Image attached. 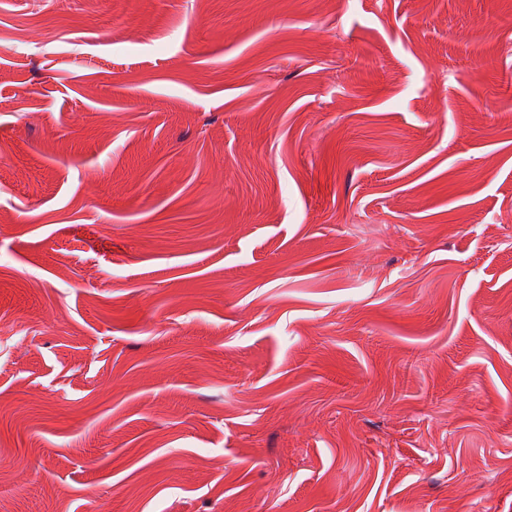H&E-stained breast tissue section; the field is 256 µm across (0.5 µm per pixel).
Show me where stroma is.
I'll return each mask as SVG.
<instances>
[{
    "label": "stroma",
    "mask_w": 512,
    "mask_h": 512,
    "mask_svg": "<svg viewBox=\"0 0 512 512\" xmlns=\"http://www.w3.org/2000/svg\"><path fill=\"white\" fill-rule=\"evenodd\" d=\"M0 512H512V0H0Z\"/></svg>",
    "instance_id": "stroma-1"
}]
</instances>
